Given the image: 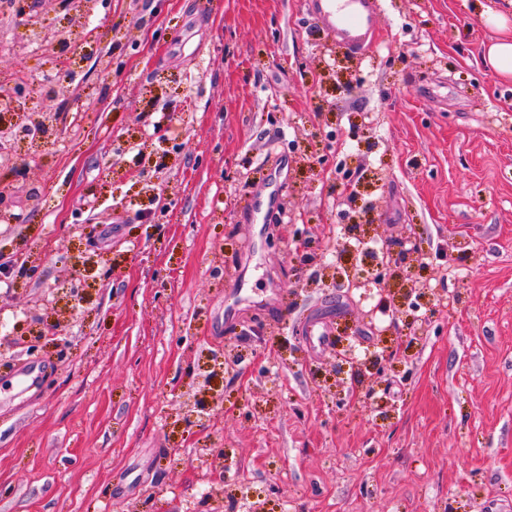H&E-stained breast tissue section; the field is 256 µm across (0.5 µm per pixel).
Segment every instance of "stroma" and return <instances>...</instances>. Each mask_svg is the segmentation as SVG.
I'll list each match as a JSON object with an SVG mask.
<instances>
[{
  "instance_id": "1",
  "label": "stroma",
  "mask_w": 512,
  "mask_h": 512,
  "mask_svg": "<svg viewBox=\"0 0 512 512\" xmlns=\"http://www.w3.org/2000/svg\"><path fill=\"white\" fill-rule=\"evenodd\" d=\"M306 2L0 13V126L51 115L0 173V512H512L506 0H378L362 53ZM390 252L397 314L349 281ZM486 24L505 33L482 49L484 65L504 80L512 79V17L500 12L485 16Z\"/></svg>"
}]
</instances>
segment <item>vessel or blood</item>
<instances>
[{"label":"vessel or blood","instance_id":"1","mask_svg":"<svg viewBox=\"0 0 512 512\" xmlns=\"http://www.w3.org/2000/svg\"><path fill=\"white\" fill-rule=\"evenodd\" d=\"M309 6L347 50L359 52L371 45L377 28L375 0H310Z\"/></svg>","mask_w":512,"mask_h":512}]
</instances>
